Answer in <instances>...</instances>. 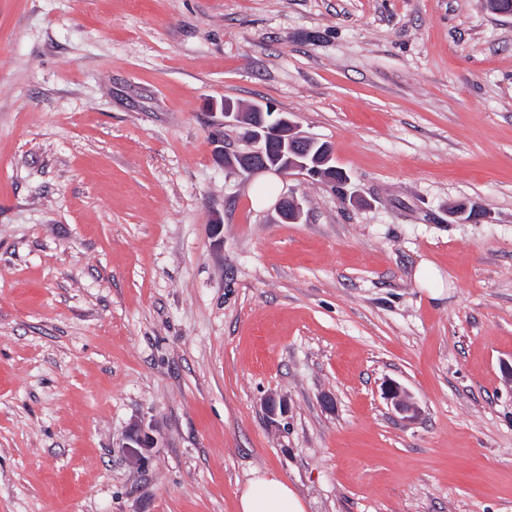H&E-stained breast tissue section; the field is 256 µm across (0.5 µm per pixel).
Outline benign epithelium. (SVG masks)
<instances>
[{
    "label": "benign epithelium",
    "mask_w": 512,
    "mask_h": 512,
    "mask_svg": "<svg viewBox=\"0 0 512 512\" xmlns=\"http://www.w3.org/2000/svg\"><path fill=\"white\" fill-rule=\"evenodd\" d=\"M253 109L264 115L270 113L274 116L275 123L267 125L263 122L255 123L246 119L245 114L231 105L224 106L221 116L224 118V125L233 126L239 122H246L248 126L247 135L253 148L248 151L236 150L228 144H221L216 151L217 159L224 164L231 173L252 179L264 173H277L281 175H301L311 178H320L329 181L327 173L336 169L332 151H327L322 157L313 161L310 152L318 140L311 136L302 135L296 131L294 122L283 112L275 111L269 103H260L253 106ZM270 137H277L281 142V148L288 151L286 162L278 168H272L268 164L258 163L254 154L258 147ZM277 209L281 217L294 222L301 218L302 207L294 196H284L277 203ZM386 398L394 408L402 414L415 413L417 408L411 396L399 384L390 383L385 389ZM153 436L144 429L137 427L130 431L127 436L125 447L129 448L132 459L138 460L142 457V450L152 447Z\"/></svg>",
    "instance_id": "7a95c632"
}]
</instances>
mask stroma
Instances as JSON below:
<instances>
[{
    "mask_svg": "<svg viewBox=\"0 0 512 512\" xmlns=\"http://www.w3.org/2000/svg\"><path fill=\"white\" fill-rule=\"evenodd\" d=\"M227 98L363 203L298 176L300 221L258 203L215 157L248 147ZM510 366L512 16L0 0V512H238L267 470L305 512H512ZM386 398L402 414H415L417 408L411 396L399 384L390 383L385 389ZM154 441L155 439L149 432L137 427L130 431L124 448H129L131 458L138 460L142 457V450L152 448Z\"/></svg>",
    "mask_w": 512,
    "mask_h": 512,
    "instance_id": "1",
    "label": "stroma"
}]
</instances>
